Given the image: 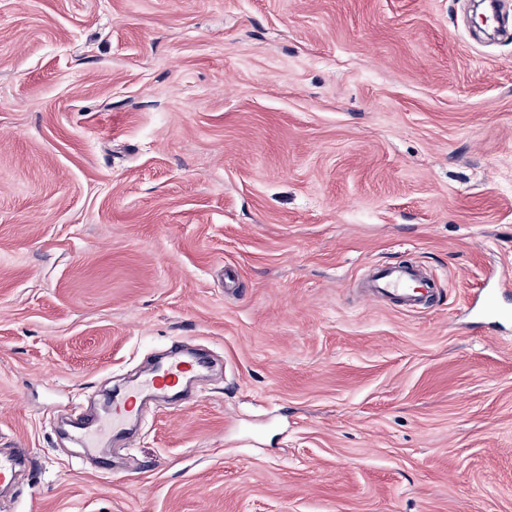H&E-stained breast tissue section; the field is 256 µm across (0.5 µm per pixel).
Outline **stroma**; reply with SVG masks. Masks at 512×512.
<instances>
[{"label": "stroma", "instance_id": "obj_1", "mask_svg": "<svg viewBox=\"0 0 512 512\" xmlns=\"http://www.w3.org/2000/svg\"><path fill=\"white\" fill-rule=\"evenodd\" d=\"M473 0H0V512H512V34ZM436 281L363 297L379 264ZM215 369L75 464L63 414Z\"/></svg>", "mask_w": 512, "mask_h": 512}]
</instances>
